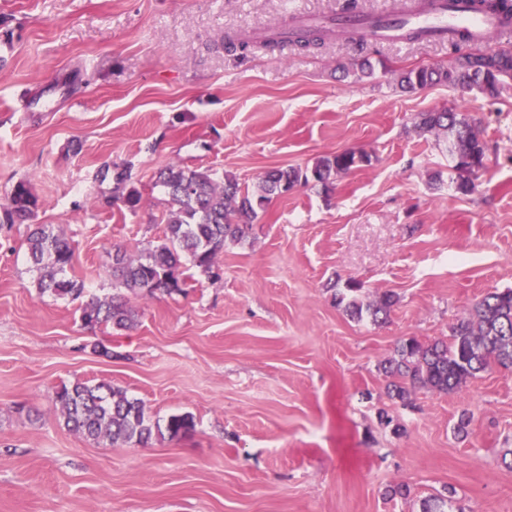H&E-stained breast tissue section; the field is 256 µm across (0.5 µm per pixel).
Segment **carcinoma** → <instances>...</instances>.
I'll return each instance as SVG.
<instances>
[{"mask_svg":"<svg viewBox=\"0 0 512 512\" xmlns=\"http://www.w3.org/2000/svg\"><path fill=\"white\" fill-rule=\"evenodd\" d=\"M470 5L504 17L512 23V0H472ZM324 33L313 29L296 32L289 40L294 46L309 48L322 43ZM395 80L400 88L413 91L431 85L477 89L495 97L512 85V51L497 50L457 53L448 63L399 70ZM419 132L444 139L448 153L456 161V189L474 190L471 176L484 168L486 145L477 122L450 109L422 112ZM369 162L364 154L338 151L318 158L302 168L276 167L265 171L254 191L242 187L226 174L219 181L210 169L171 165L160 170L156 184L166 195V228L157 245L133 256L119 246L107 252L106 268L112 286L141 297L185 292L192 287L195 272L212 273L218 255L228 244L244 240L264 208L299 185L328 187L333 180ZM39 207L26 179L18 180L4 207L3 223L22 224ZM27 256L36 273L40 292L79 301L81 321L89 329L111 327L130 330L137 325L138 311L117 294L100 298L91 295L84 280L69 275L74 266V248L64 235L48 224H35L26 238ZM360 283H346L337 301L345 304L354 319L375 324L388 322L394 295L382 292L371 302L359 295ZM512 367V289L485 294L473 307L470 317L450 328L449 338L421 342L410 337L400 342L394 356L384 365L392 378L390 397L405 400L411 391L425 388L448 393L488 371L492 365ZM65 426L87 440L115 444L145 445L153 437L152 424L141 402L111 386L75 383L56 394ZM193 427L188 415H172L165 430L175 438Z\"/></svg>","mask_w":512,"mask_h":512,"instance_id":"cac0c4a2","label":"carcinoma"}]
</instances>
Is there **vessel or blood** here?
I'll list each match as a JSON object with an SVG mask.
<instances>
[{
	"label": "vessel or blood",
	"instance_id": "b4317fda",
	"mask_svg": "<svg viewBox=\"0 0 512 512\" xmlns=\"http://www.w3.org/2000/svg\"><path fill=\"white\" fill-rule=\"evenodd\" d=\"M326 26L330 30L341 27L339 20L321 19L310 16H296L289 26L273 28V36L287 39L290 28H311ZM414 31L425 38L444 39L448 36H462L468 46L489 45L494 34L503 32L504 27L499 16L476 12L470 9L464 0H433L427 10L420 11L410 6L384 14L375 22L364 24L360 34L363 40H399L405 31Z\"/></svg>",
	"mask_w": 512,
	"mask_h": 512
}]
</instances>
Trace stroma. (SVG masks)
<instances>
[{"mask_svg": "<svg viewBox=\"0 0 512 512\" xmlns=\"http://www.w3.org/2000/svg\"><path fill=\"white\" fill-rule=\"evenodd\" d=\"M344 3L0 0V206L28 179L37 223L75 244L73 273L99 297L112 245L135 256L163 235L160 169L252 186L336 151L369 157L333 190L273 199L218 277L131 296L128 331L87 329L77 303L39 292L25 226L0 223V512H421L449 492L460 512H512V368L404 402L382 371L400 339H448L481 296L512 288V86L400 90L394 71L447 62L444 42L221 47ZM365 57L368 76L353 67ZM448 108L487 145L467 194L444 143L416 128ZM105 167L128 171L137 208L113 202ZM350 279L364 300L396 295L386 324L337 305ZM77 381L194 427L144 446L86 440L56 402ZM398 482L409 499L389 497Z\"/></svg>", "mask_w": 512, "mask_h": 512, "instance_id": "35a3bbf8", "label": "stroma"}]
</instances>
